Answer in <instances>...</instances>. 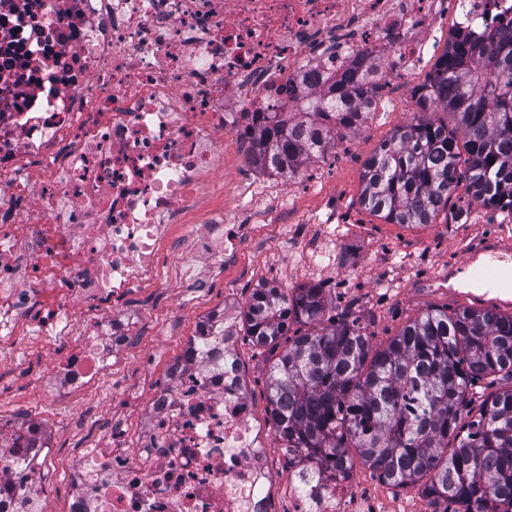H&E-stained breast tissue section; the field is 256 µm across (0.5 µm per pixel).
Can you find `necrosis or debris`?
Listing matches in <instances>:
<instances>
[{
	"label": "necrosis or debris",
	"instance_id": "4bbe7bcc",
	"mask_svg": "<svg viewBox=\"0 0 512 512\" xmlns=\"http://www.w3.org/2000/svg\"><path fill=\"white\" fill-rule=\"evenodd\" d=\"M481 34L512 25V0H0V345L18 326L66 343L37 382L50 404L100 381L136 338L108 296L158 285L174 225L223 165L230 132L284 112L326 80L411 81L445 13ZM246 225L215 215L182 249L225 263ZM85 307L74 322L76 307ZM223 309L202 319L146 396L136 451L107 424L68 473L66 512H269L271 436L255 423ZM51 435L0 414V512H53L35 483ZM24 457L33 474H19ZM352 470L290 477V512H381Z\"/></svg>",
	"mask_w": 512,
	"mask_h": 512
}]
</instances>
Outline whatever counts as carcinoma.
<instances>
[{
  "label": "carcinoma",
  "mask_w": 512,
  "mask_h": 512,
  "mask_svg": "<svg viewBox=\"0 0 512 512\" xmlns=\"http://www.w3.org/2000/svg\"><path fill=\"white\" fill-rule=\"evenodd\" d=\"M378 87L346 76L298 112L255 113L245 128L252 163L294 176L359 128ZM413 95L421 112L366 162L360 205L389 224H428L464 180L472 200L512 214V27L456 31ZM240 322L256 345L279 351L268 409L296 466L358 461L390 486L423 483L453 512L512 501V387L478 390L500 374L512 380L511 313L428 310L382 347L360 317L334 315L323 289L263 287Z\"/></svg>",
  "instance_id": "carcinoma-1"
}]
</instances>
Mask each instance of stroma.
Returning a JSON list of instances; mask_svg holds the SVG:
<instances>
[{"mask_svg": "<svg viewBox=\"0 0 512 512\" xmlns=\"http://www.w3.org/2000/svg\"><path fill=\"white\" fill-rule=\"evenodd\" d=\"M432 71L424 66L412 84L390 82L376 98L380 115L338 142L324 157L304 165L292 180L279 185L290 194L280 205L257 197L240 208L233 184L242 174L269 176L249 164L250 142L241 133L228 138L224 156L223 194H204L189 217L194 232L204 230L212 212L242 213L250 229L241 249L225 267L200 263L197 273L208 288L193 293L175 278L179 255H171L158 288H138L103 299L101 309L138 312L139 341L122 356L109 390L122 403L107 407L99 390L87 389L69 412L58 414L48 405L36 376L62 345L29 341L20 357L0 359V407L24 406L37 411L52 434L53 463L38 483L40 494L54 512H65L70 495L69 468L83 449L101 436L105 415L124 420L126 446H134L142 422L139 399L162 385L173 356L194 336L199 319L211 307L223 306L229 317L245 308L255 288H323L330 306L352 308L366 317L373 345H385L408 321L429 309L456 311L467 299L448 292V269L459 263L473 242L490 233L512 236V216L469 200L458 187L446 208L432 223L390 224L360 206L361 175L368 158L419 107L413 96ZM234 352L245 369L246 394L255 417L265 428L273 423L267 411V377L272 358L268 349L238 337ZM356 486L369 490L384 512H438L440 505L426 497L421 484L393 487L370 469L355 465Z\"/></svg>", "mask_w": 512, "mask_h": 512, "instance_id": "35a3bbf8", "label": "stroma"}]
</instances>
